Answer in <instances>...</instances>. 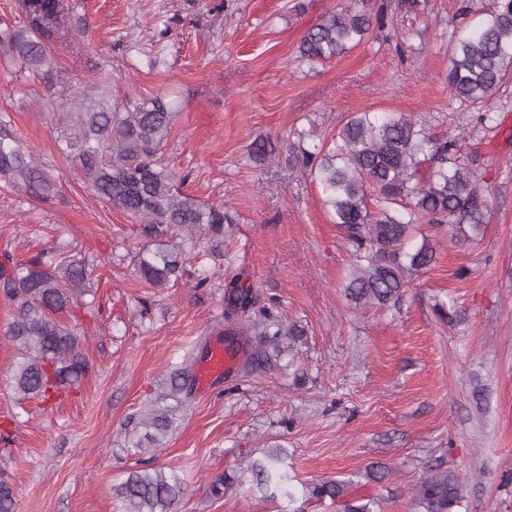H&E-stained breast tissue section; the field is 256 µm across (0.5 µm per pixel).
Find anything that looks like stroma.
I'll return each mask as SVG.
<instances>
[{
	"mask_svg": "<svg viewBox=\"0 0 512 512\" xmlns=\"http://www.w3.org/2000/svg\"><path fill=\"white\" fill-rule=\"evenodd\" d=\"M347 2L69 0V29L43 38L54 80L18 73L0 47V119L55 182L35 199L0 181V254L20 264L52 248L96 266L84 307L66 318L89 372L48 401L14 393L15 306L0 295V479L14 487V512H124L115 488L143 468L180 479L173 512H288L287 498L250 481L251 464L274 449L297 493L344 480L377 512H418L416 488L439 470L458 480V512H512V76L480 109L448 87L455 36L495 0H425L416 15L386 0L388 23L365 44L302 62V37ZM64 80L115 105L173 96L159 155L183 177L180 191L232 216L223 256L204 238L146 235L93 196L41 110L64 112ZM482 110L490 123L478 122ZM365 111L456 136L461 154L479 158L488 202L471 245L419 226L412 243L429 240L435 259L381 307L346 297L350 249L300 154ZM257 138L275 156L252 157ZM160 247L181 268L157 287L137 260ZM234 277L252 286L257 315L297 324L301 336L270 339L234 380L190 393L166 434L142 448L144 411L163 409L173 372L223 332ZM442 304L460 321L444 320ZM374 462L389 469L383 482L365 477ZM221 475L230 481L218 497Z\"/></svg>",
	"mask_w": 512,
	"mask_h": 512,
	"instance_id": "stroma-1",
	"label": "stroma"
}]
</instances>
